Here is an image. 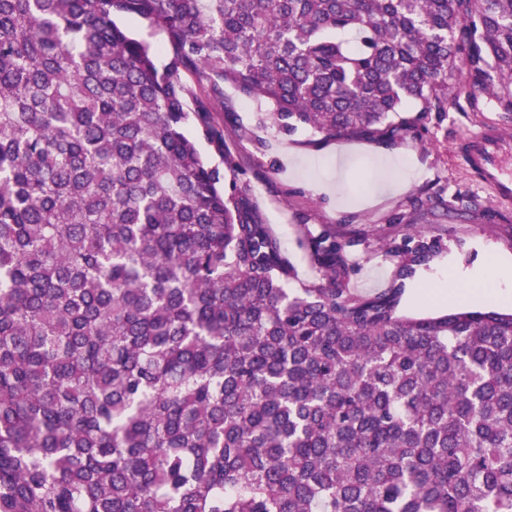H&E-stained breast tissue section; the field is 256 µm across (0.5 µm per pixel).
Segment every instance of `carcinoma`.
Instances as JSON below:
<instances>
[{"label":"carcinoma","mask_w":512,"mask_h":512,"mask_svg":"<svg viewBox=\"0 0 512 512\" xmlns=\"http://www.w3.org/2000/svg\"><path fill=\"white\" fill-rule=\"evenodd\" d=\"M459 70L512 112V0H0V512H512V313L401 314L419 234L376 294L330 231L292 286L184 133L235 172L228 83L403 137ZM119 26L126 29L133 37L148 42L154 53L156 63L162 67L168 60L167 51L164 49L165 37L162 33L153 31L139 18L121 17L116 20ZM185 132L188 137L196 141L202 156L209 164L219 165L221 168H224V164L222 163V156L217 152L214 145L207 141V139L202 135V132L196 125L195 121L190 120L185 128ZM224 173L226 177V183H228L229 180L233 178V175L225 168Z\"/></svg>","instance_id":"carcinoma-1"}]
</instances>
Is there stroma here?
Instances as JSON below:
<instances>
[{
  "label": "stroma",
  "instance_id": "obj_1",
  "mask_svg": "<svg viewBox=\"0 0 512 512\" xmlns=\"http://www.w3.org/2000/svg\"><path fill=\"white\" fill-rule=\"evenodd\" d=\"M224 101L229 109L215 119L237 163L235 178L280 236L299 280L318 276L308 238L331 230L347 243L348 287L379 292L393 285L399 264L387 246L403 245L417 231L434 255L406 279L399 310L423 316L443 306L421 302L422 289L456 271L481 281L489 255L512 254V203L495 202L458 158L461 139L485 123L512 135V114L486 95L460 93L447 112L428 114L419 133L389 142L326 139L302 126L286 132L268 102L229 86Z\"/></svg>",
  "mask_w": 512,
  "mask_h": 512
}]
</instances>
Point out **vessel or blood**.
<instances>
[{
    "label": "vessel or blood",
    "instance_id": "obj_1",
    "mask_svg": "<svg viewBox=\"0 0 512 512\" xmlns=\"http://www.w3.org/2000/svg\"><path fill=\"white\" fill-rule=\"evenodd\" d=\"M511 146L512 143L493 125L468 136L461 146L463 161L479 175L493 198L501 203L512 201V173L503 167V157Z\"/></svg>",
    "mask_w": 512,
    "mask_h": 512
}]
</instances>
